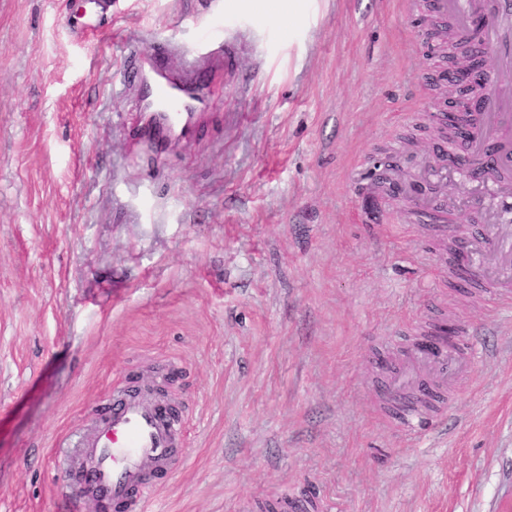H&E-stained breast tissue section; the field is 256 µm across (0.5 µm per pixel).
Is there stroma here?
<instances>
[{"instance_id": "obj_1", "label": "stroma", "mask_w": 512, "mask_h": 512, "mask_svg": "<svg viewBox=\"0 0 512 512\" xmlns=\"http://www.w3.org/2000/svg\"><path fill=\"white\" fill-rule=\"evenodd\" d=\"M428 0H0V512H72L55 459L112 385L164 386L187 448L153 512H512V302L448 284L443 228L373 199L441 111ZM236 56L190 144L139 139L140 51ZM450 180L479 236L495 176ZM479 351L445 415L380 416L374 366L425 324Z\"/></svg>"}]
</instances>
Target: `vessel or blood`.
<instances>
[{"mask_svg": "<svg viewBox=\"0 0 512 512\" xmlns=\"http://www.w3.org/2000/svg\"><path fill=\"white\" fill-rule=\"evenodd\" d=\"M439 14H452L462 25L488 16L491 24L480 30L483 42L494 49V71L512 68V0H433ZM230 41L201 40L188 62L169 63L166 45L153 47L147 66L136 76L141 92L139 134L152 145L165 148L190 141L200 115L208 105L201 79L203 67L216 53L231 56ZM500 148L495 161L512 168V95L494 90L485 96L480 114L476 152ZM501 218L490 225L480 251H467L460 270L475 280L480 295L499 301L512 300V194L504 193ZM475 348L467 329L455 336L416 337L405 346L399 366L386 383V408L397 426L414 434L419 423L443 413L446 401L471 377ZM186 441L184 425L160 396L132 388L112 394V406L97 414L84 428L60 467L65 500L94 502L98 512H147L150 496L172 477Z\"/></svg>", "mask_w": 512, "mask_h": 512, "instance_id": "b4317fda", "label": "vessel or blood"}]
</instances>
